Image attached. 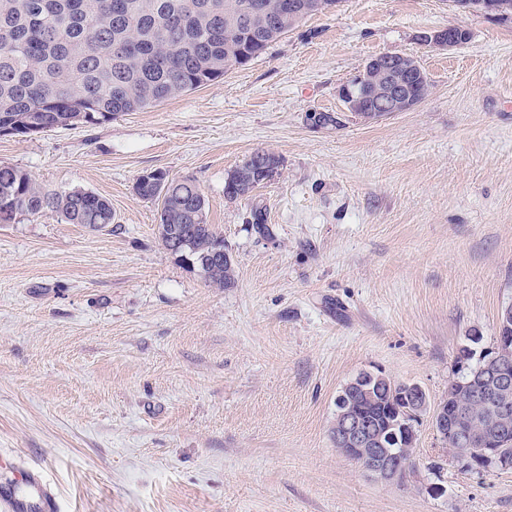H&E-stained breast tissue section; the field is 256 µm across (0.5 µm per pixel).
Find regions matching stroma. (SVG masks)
I'll return each mask as SVG.
<instances>
[{
  "instance_id": "1",
  "label": "stroma",
  "mask_w": 512,
  "mask_h": 512,
  "mask_svg": "<svg viewBox=\"0 0 512 512\" xmlns=\"http://www.w3.org/2000/svg\"><path fill=\"white\" fill-rule=\"evenodd\" d=\"M470 38L439 50L421 32ZM384 52L429 96L376 121L337 90ZM342 124L312 127L311 111ZM278 174L230 198L255 150ZM0 164L106 198L110 224L50 209L0 223V485L33 469L58 512H512V469L461 470L429 413L384 481L331 440L363 372L446 397L469 335L512 304V15L448 0H341L223 78L98 127L0 137ZM159 170L200 185L235 269L204 281L159 237ZM266 212L258 238L246 219ZM260 159L273 160L276 163V169L281 166V159L273 152L265 150L254 151L248 156L225 180L224 194L230 198L243 197L252 192L259 185L252 178V168Z\"/></svg>"
}]
</instances>
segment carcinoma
I'll use <instances>...</instances> for the list:
<instances>
[{
    "label": "carcinoma",
    "mask_w": 512,
    "mask_h": 512,
    "mask_svg": "<svg viewBox=\"0 0 512 512\" xmlns=\"http://www.w3.org/2000/svg\"><path fill=\"white\" fill-rule=\"evenodd\" d=\"M321 2V10L340 0H0V131L29 135L78 124L98 125L124 112H138L179 97L244 66L297 28ZM406 92L422 102L430 93L427 75L400 63ZM281 159L257 150L225 180L224 194L243 197L257 186L252 168L260 160ZM151 171L137 194L162 198L159 236L164 247L196 269L210 284L234 281L233 265L210 262L224 238L206 222V199L195 180L165 181ZM50 208L69 224H110L112 207L89 191L52 192L25 171L0 164V214L11 220L20 213ZM253 232L272 236L266 213H251ZM463 364L438 407L448 423L469 434L472 442L448 452L464 470L481 457L483 441L494 437L501 454L512 460V409L505 416L498 402L512 406V389L494 390L470 349L460 350ZM402 383L379 374L336 398V413L347 409L390 432ZM338 452L359 464L361 455L348 446L337 428ZM401 469L413 466L414 446L389 444Z\"/></svg>",
    "instance_id": "carcinoma-1"
}]
</instances>
